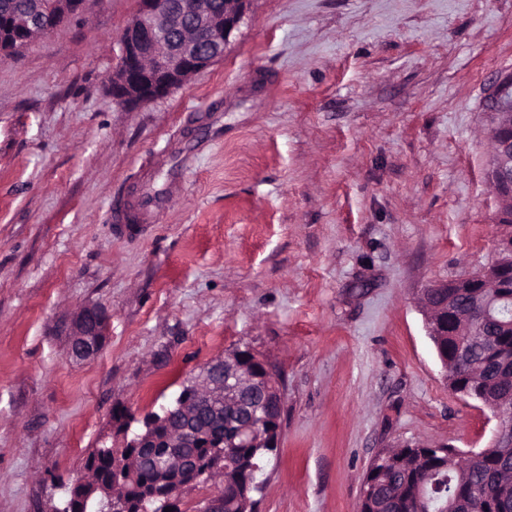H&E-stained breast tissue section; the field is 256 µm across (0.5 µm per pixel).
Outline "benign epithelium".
Wrapping results in <instances>:
<instances>
[{"mask_svg":"<svg viewBox=\"0 0 512 512\" xmlns=\"http://www.w3.org/2000/svg\"><path fill=\"white\" fill-rule=\"evenodd\" d=\"M250 0H138V7L120 37V55L108 78L113 104L131 111L142 104L168 96L186 85L216 60L238 28ZM85 0H34L29 14L16 26L0 18V56L7 57L29 44L49 36L69 17L78 14ZM492 116L490 134L493 152L488 177L497 190L498 223L512 221V79L495 84L487 99ZM496 258L477 272L463 275L452 283L433 282L431 288H474L471 294L472 324L463 339L456 341L451 353L442 350L441 337L448 335V308L436 314L427 303L426 328L437 356L445 370L468 359L471 349L481 346L492 352L497 336L486 332L494 320L492 304L498 294L483 295L479 288H489L512 268V238L499 236ZM109 314L101 306L80 308L66 326L69 355L77 360L95 357L107 333ZM449 389L462 397L480 401L497 421L492 447H512V397L486 400L484 389L448 377ZM282 408V389L273 367L248 349H236L205 365L191 382V393L180 404L181 420L172 424L163 411L159 422L167 427L168 447L172 454L160 472L181 471L203 477L198 453L190 445L193 435L220 423L231 430L224 444L214 448L220 472L233 465L236 448H276L282 431L281 416L272 406ZM145 436L125 430L115 436V446L132 449L137 456Z\"/></svg>","mask_w":512,"mask_h":512,"instance_id":"obj_1","label":"benign epithelium"}]
</instances>
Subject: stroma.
I'll return each mask as SVG.
<instances>
[{"mask_svg": "<svg viewBox=\"0 0 512 512\" xmlns=\"http://www.w3.org/2000/svg\"><path fill=\"white\" fill-rule=\"evenodd\" d=\"M136 8L86 0L0 60V512H53L115 409L236 348L283 381L257 512H358L379 451L489 446L418 298L495 257L512 0H252L222 60L128 112L107 79ZM91 303L111 319L80 362L62 326ZM492 116L490 134L493 152L488 177L497 190L498 223L512 221V79L505 77L495 84L487 99Z\"/></svg>", "mask_w": 512, "mask_h": 512, "instance_id": "stroma-1", "label": "stroma"}]
</instances>
